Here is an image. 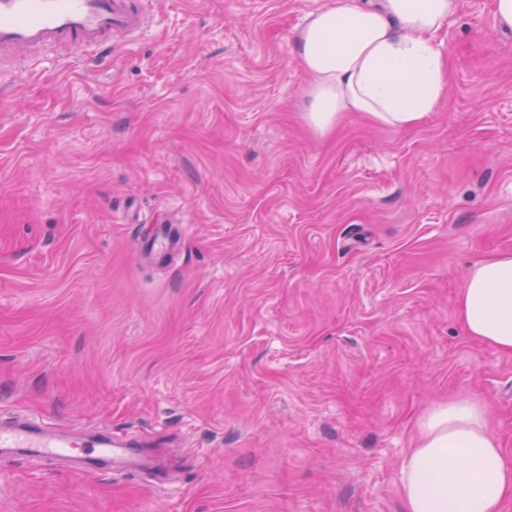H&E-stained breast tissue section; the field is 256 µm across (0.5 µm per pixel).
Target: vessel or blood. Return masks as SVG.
<instances>
[{
    "instance_id": "vessel-or-blood-1",
    "label": "vessel or blood",
    "mask_w": 512,
    "mask_h": 512,
    "mask_svg": "<svg viewBox=\"0 0 512 512\" xmlns=\"http://www.w3.org/2000/svg\"><path fill=\"white\" fill-rule=\"evenodd\" d=\"M144 25L141 0H0V49L11 53L66 44L93 56ZM3 448L33 457L70 458L87 470L97 469L103 458L131 453L130 445L110 438L76 440L30 424L1 427Z\"/></svg>"
}]
</instances>
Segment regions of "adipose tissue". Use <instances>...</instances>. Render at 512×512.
<instances>
[{"instance_id": "ef3b65f1", "label": "adipose tissue", "mask_w": 512, "mask_h": 512, "mask_svg": "<svg viewBox=\"0 0 512 512\" xmlns=\"http://www.w3.org/2000/svg\"><path fill=\"white\" fill-rule=\"evenodd\" d=\"M459 0H331L293 40L306 77L304 119L336 128L363 113L391 129L415 127L445 97L450 65L436 41ZM465 333L512 354V251L470 268L456 300ZM399 472L405 512H503L512 500V454L493 435L484 401L452 397L416 420Z\"/></svg>"}]
</instances>
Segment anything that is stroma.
<instances>
[{"label":"stroma","mask_w":512,"mask_h":512,"mask_svg":"<svg viewBox=\"0 0 512 512\" xmlns=\"http://www.w3.org/2000/svg\"><path fill=\"white\" fill-rule=\"evenodd\" d=\"M329 0H144L102 61L0 67V422L140 440L166 483L0 458V512H403L417 418L487 402L470 265L512 251V31L459 0L420 126L303 118Z\"/></svg>","instance_id":"35a3bbf8"}]
</instances>
